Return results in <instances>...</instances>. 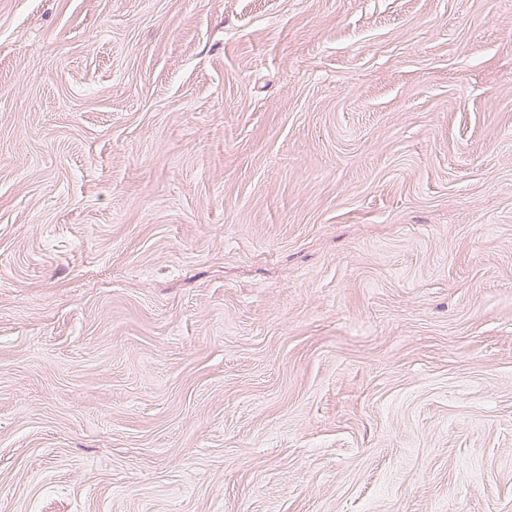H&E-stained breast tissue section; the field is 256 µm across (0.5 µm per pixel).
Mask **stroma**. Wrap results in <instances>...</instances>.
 I'll use <instances>...</instances> for the list:
<instances>
[{"label": "stroma", "mask_w": 512, "mask_h": 512, "mask_svg": "<svg viewBox=\"0 0 512 512\" xmlns=\"http://www.w3.org/2000/svg\"><path fill=\"white\" fill-rule=\"evenodd\" d=\"M0 512H512V0H0Z\"/></svg>", "instance_id": "35a3bbf8"}]
</instances>
